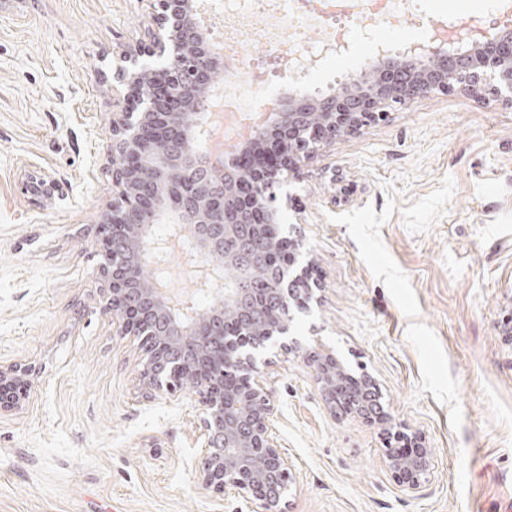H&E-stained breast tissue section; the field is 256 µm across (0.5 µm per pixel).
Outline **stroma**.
Instances as JSON below:
<instances>
[{
    "instance_id": "1",
    "label": "stroma",
    "mask_w": 512,
    "mask_h": 512,
    "mask_svg": "<svg viewBox=\"0 0 512 512\" xmlns=\"http://www.w3.org/2000/svg\"><path fill=\"white\" fill-rule=\"evenodd\" d=\"M501 12L412 0L352 32L305 90L334 92L379 49ZM152 0H0V360L30 369L0 412V512H238L196 482L192 391L146 398L138 341L99 310L113 89ZM319 302L293 334L368 372L432 451L420 492L387 471L383 425L331 413L316 373L270 354L273 435L299 486L282 512H512V106L433 94L345 132L288 186Z\"/></svg>"
}]
</instances>
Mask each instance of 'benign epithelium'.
Returning a JSON list of instances; mask_svg holds the SVG:
<instances>
[{
    "label": "benign epithelium",
    "instance_id": "benign-epithelium-1",
    "mask_svg": "<svg viewBox=\"0 0 512 512\" xmlns=\"http://www.w3.org/2000/svg\"><path fill=\"white\" fill-rule=\"evenodd\" d=\"M115 80L124 105L112 113V193L116 202L101 215L104 224L99 272L105 282L100 311L112 316L122 336L139 339L141 381L148 397L174 395L180 379L194 383L200 417L199 485L215 494L232 492L279 512L298 483L293 465L274 440V407L266 386L267 353L277 348L314 367L328 407L341 405L337 379L346 366L292 336L295 314L310 311L314 288L306 270L280 261L282 304L263 335H255L244 298L259 293L250 272L220 256L254 238L260 225L280 224L275 185L288 181L312 157L294 148L310 116L318 117L319 140L383 121L396 105L433 93H448V77L463 95L485 91L512 105V10L490 29L453 27L399 55L379 52L360 75L325 97L296 92L278 99L269 120L257 123L253 140L263 143L281 131L283 164L247 181L236 179L233 156L211 153L208 130L191 117L211 114L215 76L224 53L198 0H156L144 38L120 54ZM204 260L196 296L174 304L163 279L142 278L152 264L165 270L172 246ZM165 336L164 347L154 336ZM26 367L0 362V410L14 409L26 393ZM384 462L398 485L413 493L429 479L431 449L402 452L416 440L395 434Z\"/></svg>",
    "mask_w": 512,
    "mask_h": 512
}]
</instances>
